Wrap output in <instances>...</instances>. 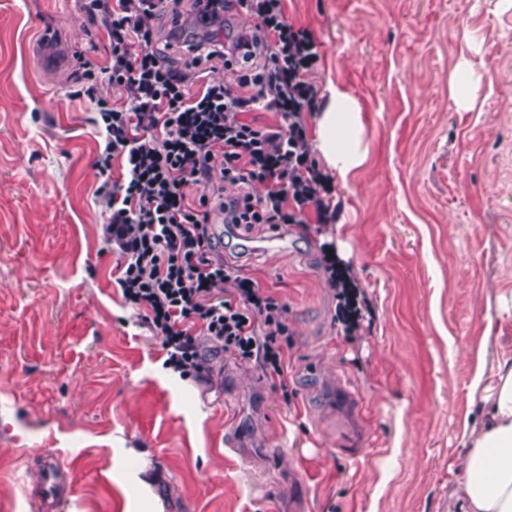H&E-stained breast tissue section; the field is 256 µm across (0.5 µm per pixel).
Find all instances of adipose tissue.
<instances>
[{"label":"adipose tissue","instance_id":"adipose-tissue-1","mask_svg":"<svg viewBox=\"0 0 512 512\" xmlns=\"http://www.w3.org/2000/svg\"><path fill=\"white\" fill-rule=\"evenodd\" d=\"M312 142L323 164L340 180L367 160L362 107L346 89L331 87L322 110L312 115ZM472 396L480 426L465 442L460 477L449 495L464 512H512V358L491 374H478Z\"/></svg>","mask_w":512,"mask_h":512}]
</instances>
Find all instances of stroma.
Wrapping results in <instances>:
<instances>
[{"label": "stroma", "mask_w": 512, "mask_h": 512, "mask_svg": "<svg viewBox=\"0 0 512 512\" xmlns=\"http://www.w3.org/2000/svg\"><path fill=\"white\" fill-rule=\"evenodd\" d=\"M285 4L317 92L360 100L369 156L325 173L329 221L214 227L288 308L281 392L207 339L209 382L165 367L113 284L94 105L71 96L96 31L76 0H0V512H41L45 452L75 480L67 512H448L473 377L512 357V0ZM463 73L466 83V91L464 93H458L456 90L455 75L451 82V99L454 104L463 109L470 107L473 99V91L481 81V76L476 74L467 65L463 67Z\"/></svg>", "instance_id": "obj_1"}]
</instances>
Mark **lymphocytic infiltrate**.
I'll return each mask as SVG.
<instances>
[{
  "mask_svg": "<svg viewBox=\"0 0 512 512\" xmlns=\"http://www.w3.org/2000/svg\"><path fill=\"white\" fill-rule=\"evenodd\" d=\"M79 4L104 39L89 47L103 60L80 58L77 81L95 105L97 203L106 242L120 255L116 287L180 377L210 378L206 338L227 357L258 362L272 385L287 389V308L215 256L213 227L248 234L260 224L300 223L310 208L326 217L306 126L292 118L317 107L307 80L314 41L289 24L284 0ZM233 12L251 24L229 41L224 22ZM162 16L163 33L154 25ZM173 47L183 60L170 56ZM218 66L230 79H213ZM257 110L277 113L276 127L249 121ZM255 183L263 195L252 193ZM228 185L235 194H225Z\"/></svg>",
  "mask_w": 512,
  "mask_h": 512,
  "instance_id": "obj_1",
  "label": "lymphocytic infiltrate"
}]
</instances>
